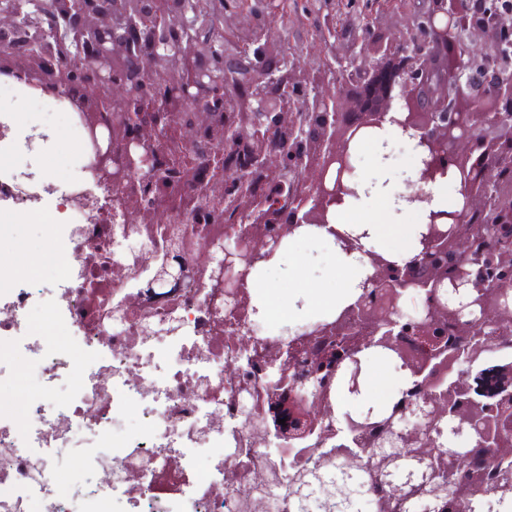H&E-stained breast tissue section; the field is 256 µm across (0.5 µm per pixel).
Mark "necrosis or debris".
Masks as SVG:
<instances>
[{"mask_svg":"<svg viewBox=\"0 0 512 512\" xmlns=\"http://www.w3.org/2000/svg\"><path fill=\"white\" fill-rule=\"evenodd\" d=\"M17 99L56 112L76 134L75 174L62 187L44 170L29 184L0 169V214L49 220L50 278L0 287L4 359L25 363L32 383L21 414L0 406V512H247L274 462L280 486L265 512H289L293 461L241 401L263 387L264 363L281 348L278 326L256 334L248 361L224 370L242 313L224 307L203 235L220 224H136L113 246L115 189L99 186L80 112L66 98L9 76ZM192 270L181 288L147 289L169 245ZM39 315L63 339L35 333Z\"/></svg>","mask_w":512,"mask_h":512,"instance_id":"1","label":"necrosis or debris"}]
</instances>
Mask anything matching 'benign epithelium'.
<instances>
[{"mask_svg": "<svg viewBox=\"0 0 512 512\" xmlns=\"http://www.w3.org/2000/svg\"><path fill=\"white\" fill-rule=\"evenodd\" d=\"M21 1L24 12L0 6V29L44 7V0H12ZM133 2L148 5L165 38L141 21L140 10L118 11L114 0H73L58 22L78 51L66 66L113 72L105 90L61 85L56 61L32 45L0 46V73L76 102L95 143L97 183L120 177L132 197L139 182L156 184L155 224L190 218L204 200L248 181L246 223L260 245L245 247V234L232 230L220 242L203 241L205 264L234 274L235 283L308 228L361 256L368 273L356 302L332 323L286 329L281 361L268 365L260 398L268 432L290 452L338 433L375 455L374 409L338 415L330 394L340 383L346 395L360 396L364 361L376 348L405 376L387 426L414 449L408 467L385 473L381 512L393 502L429 512L426 460L439 438L448 437L447 469L475 481L491 460L512 456V384L492 381L499 369L488 365L512 344L476 336L512 326L505 300L512 294V0H398L404 25L391 28L374 14L357 30L337 14L339 0H322L315 18L327 54L288 46L280 18L288 0H224L208 30L192 0ZM94 24L123 34L87 48L81 35ZM218 49L224 90L216 108L203 74ZM173 63L188 78L179 97L157 92ZM137 89L145 112L129 108ZM389 127L417 153L396 204L425 211L414 252L401 263L365 249L362 225L331 222L337 208L370 191L356 179V141ZM201 150L216 162L180 161ZM286 155L294 186L272 205L267 194L283 183ZM446 179L457 186L456 206L430 208V189ZM472 224L492 225L497 244L476 247ZM185 274L163 267L154 281L179 288ZM470 296L482 304L476 321L458 302Z\"/></svg>", "mask_w": 512, "mask_h": 512, "instance_id": "obj_1", "label": "benign epithelium"}]
</instances>
